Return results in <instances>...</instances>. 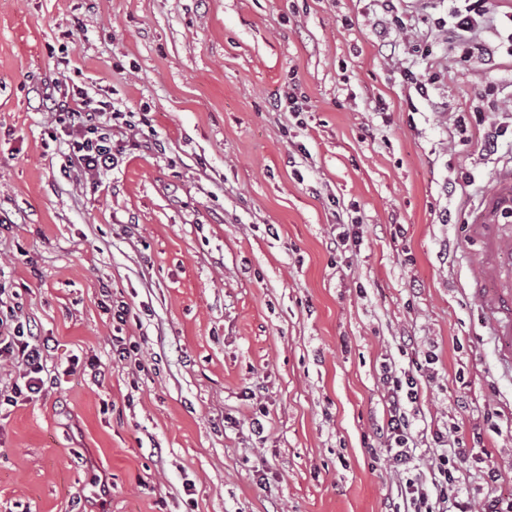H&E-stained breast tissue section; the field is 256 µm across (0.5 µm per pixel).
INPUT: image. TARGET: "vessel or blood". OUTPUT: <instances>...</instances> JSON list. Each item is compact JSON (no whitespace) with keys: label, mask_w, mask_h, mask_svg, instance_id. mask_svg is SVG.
I'll return each instance as SVG.
<instances>
[{"label":"vessel or blood","mask_w":512,"mask_h":512,"mask_svg":"<svg viewBox=\"0 0 512 512\" xmlns=\"http://www.w3.org/2000/svg\"><path fill=\"white\" fill-rule=\"evenodd\" d=\"M464 231L482 244L478 268L488 287L480 296L481 307L500 344L499 359L512 369V266L504 262L512 249V178L501 180L487 195Z\"/></svg>","instance_id":"obj_1"}]
</instances>
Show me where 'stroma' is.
Segmentation results:
<instances>
[{"mask_svg":"<svg viewBox=\"0 0 512 512\" xmlns=\"http://www.w3.org/2000/svg\"><path fill=\"white\" fill-rule=\"evenodd\" d=\"M506 6L463 63L434 26L450 0H400L411 27L384 37L378 0H0V286L54 340L47 370L106 371L0 407V512H387L386 364L419 381L411 472L477 435L499 477L470 467L464 493L512 499V372L462 227L512 175ZM58 80L148 118L160 149L65 177ZM293 85L297 117L276 106Z\"/></svg>","mask_w":512,"mask_h":512,"instance_id":"1","label":"stroma"}]
</instances>
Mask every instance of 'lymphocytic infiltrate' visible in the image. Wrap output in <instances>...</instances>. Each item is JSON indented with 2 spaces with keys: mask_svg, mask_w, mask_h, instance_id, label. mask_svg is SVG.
I'll return each instance as SVG.
<instances>
[{
  "mask_svg": "<svg viewBox=\"0 0 512 512\" xmlns=\"http://www.w3.org/2000/svg\"><path fill=\"white\" fill-rule=\"evenodd\" d=\"M486 13V0H456L449 20H437L438 30L447 31L449 40L460 48L461 60H470L478 50L474 36L485 22ZM43 103L48 111L54 112L70 138L60 167L64 175L93 180L114 169L118 152L112 142L110 123L119 117L114 103L98 99L85 88L59 83L50 88ZM51 350L48 339L38 336L29 324L19 322L10 331H0V361L21 368L23 377L22 383L12 385L10 394L0 398L1 402L14 406L42 396L50 386L42 372ZM383 384L388 418L379 435L393 451L394 467L405 469L411 460L407 446L413 440L406 406L418 399L417 380L411 374L401 376L389 371ZM471 459L469 449L458 447L453 456L436 462L432 478L418 475L407 479L404 497L412 512H433L437 503L451 505L453 512H472L460 487V474L470 466Z\"/></svg>",
  "mask_w": 512,
  "mask_h": 512,
  "instance_id": "obj_1",
  "label": "lymphocytic infiltrate"
}]
</instances>
